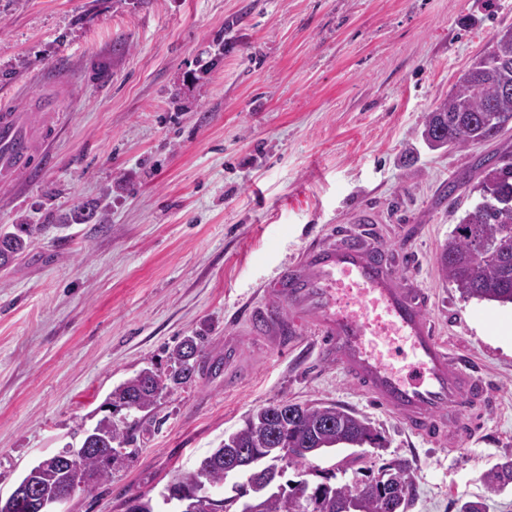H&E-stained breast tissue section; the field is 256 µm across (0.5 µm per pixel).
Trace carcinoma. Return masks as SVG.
Listing matches in <instances>:
<instances>
[{
  "label": "carcinoma",
  "instance_id": "1",
  "mask_svg": "<svg viewBox=\"0 0 512 512\" xmlns=\"http://www.w3.org/2000/svg\"><path fill=\"white\" fill-rule=\"evenodd\" d=\"M471 78L456 84L455 90L430 112L422 134L441 131V138L454 149L466 148L495 137L512 121V96L499 93L502 83H512V39L496 35L491 47L471 65ZM478 200L468 208L441 245L437 262L444 279L456 288L463 300L477 299L502 304L512 303V152L499 156L474 188ZM35 228L31 224H15L11 231H0V243L8 245L12 256L24 253ZM174 371L163 377L150 368H144L126 379L108 395L106 405L112 411L149 412L157 398L191 380L199 369V346L195 338H187L172 352ZM274 416V424L289 448H303L305 452L288 458L282 465L274 455H265L269 447L268 434L252 425L259 417ZM136 422L127 417L116 419L110 415L98 421L84 443L101 452L86 456L82 462L85 471L95 474L92 483L56 466L34 464L21 478L18 486L34 480L39 498L45 502L64 501L76 491L91 493L112 478V471L122 468L132 452L127 447L134 442ZM381 435L364 417L354 412L325 404L300 405L289 402L269 404L255 410L240 430L203 457L197 466L177 475L167 485L173 492L170 502L180 508L177 494L194 487L197 482L210 483L221 489L232 473L224 468V449L240 448L257 454L258 461L245 468L243 475L263 469L292 468L298 480L282 483L288 497L297 507H303L300 491H307L321 504L316 512H338L344 502L354 504L351 512H379L381 497L394 489L401 493L400 512H408L416 489L411 464L406 459H394L377 471L367 470L351 483L330 481L311 483L307 476L313 472L310 459L345 444L360 446L380 442ZM487 491L497 492L512 484V458L496 463L483 477ZM236 495L223 498V512H243L242 498L254 497L264 504V512H284L283 497L278 489L267 488L256 493L250 483L235 485Z\"/></svg>",
  "mask_w": 512,
  "mask_h": 512
}]
</instances>
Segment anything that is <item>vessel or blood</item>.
Masks as SVG:
<instances>
[{"label":"vessel or blood","instance_id":"vessel-or-blood-1","mask_svg":"<svg viewBox=\"0 0 512 512\" xmlns=\"http://www.w3.org/2000/svg\"><path fill=\"white\" fill-rule=\"evenodd\" d=\"M41 110L50 122L36 132L0 105L1 185L29 172L60 127L55 99H43ZM262 296L249 310L250 336L274 348L317 337L323 358L425 440L453 444L486 395L474 370L449 356L424 293L376 240L347 233L338 243L310 241Z\"/></svg>","mask_w":512,"mask_h":512}]
</instances>
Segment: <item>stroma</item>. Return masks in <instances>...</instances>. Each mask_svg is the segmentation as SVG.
<instances>
[{
    "label": "stroma",
    "mask_w": 512,
    "mask_h": 512,
    "mask_svg": "<svg viewBox=\"0 0 512 512\" xmlns=\"http://www.w3.org/2000/svg\"><path fill=\"white\" fill-rule=\"evenodd\" d=\"M508 26L512 0H0V97L30 115L53 90L67 116L22 187L0 190V228H45L0 268V496L196 336V376L142 417L128 465L56 512H125L280 401L357 412L384 436L318 458L337 482L401 458L410 512H512V486L483 483L512 457V304L461 300L437 264L485 161L512 151V124L462 149L421 139ZM364 213L393 259L417 256L449 352L488 384L455 447L375 408L315 337L280 351L245 337L224 361L265 280L313 237L361 232Z\"/></svg>",
    "instance_id": "stroma-1"
}]
</instances>
